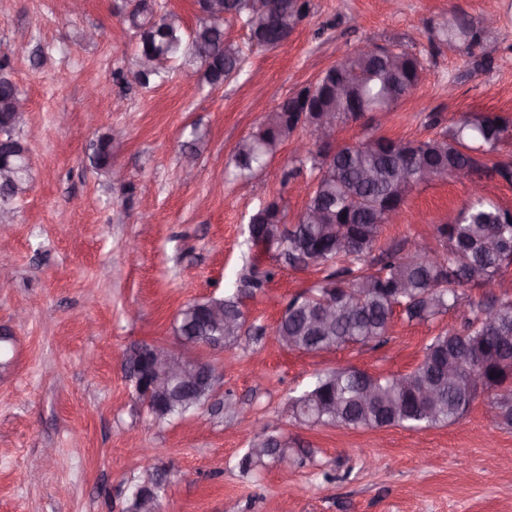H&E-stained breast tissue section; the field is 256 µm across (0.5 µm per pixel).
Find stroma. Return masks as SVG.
Returning <instances> with one entry per match:
<instances>
[{
	"mask_svg": "<svg viewBox=\"0 0 512 512\" xmlns=\"http://www.w3.org/2000/svg\"><path fill=\"white\" fill-rule=\"evenodd\" d=\"M134 2L0 0V68L28 100L18 134L32 157L31 189L14 201L13 223L0 225V512H125L136 486L157 475L160 512H512V428L494 420L489 393L461 422L429 429L293 418V399L317 374L410 372L431 338L471 311L464 304L425 322L395 313L376 346L283 347L275 327L285 306L323 273L256 254L248 218L274 198L282 223H296L305 199L294 186L312 175L289 178V142L253 180L230 163L267 113L365 42L416 57L430 77L392 111L339 125L335 145L425 140L469 112L512 117V0H310L294 35L269 50L229 21L225 37L242 67L217 88L177 64L149 85L134 81L138 37L125 20ZM452 13L496 23L470 52L437 36ZM89 29L96 40L85 39ZM18 44L24 54H14ZM105 136L118 181L89 161ZM476 190L512 209V184L497 177L440 178L408 194L382 243L439 247L436 225L453 221ZM252 260L271 277L245 301L249 333L206 350L217 369L212 395L156 420L124 370L126 350L176 348L179 310L233 292ZM263 432L312 449V459L240 473L250 435Z\"/></svg>",
	"mask_w": 512,
	"mask_h": 512,
	"instance_id": "stroma-1",
	"label": "stroma"
}]
</instances>
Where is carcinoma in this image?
Returning <instances> with one entry per match:
<instances>
[{
    "label": "carcinoma",
    "instance_id": "1",
    "mask_svg": "<svg viewBox=\"0 0 512 512\" xmlns=\"http://www.w3.org/2000/svg\"><path fill=\"white\" fill-rule=\"evenodd\" d=\"M224 11L239 20L252 44L274 48L291 35L284 16L307 17L310 4L297 0H220ZM128 22L139 29L138 53L157 54L171 64L178 60L200 65L203 80L210 86L240 69L241 53L226 40L224 27H215L202 16L193 36L181 25H165L156 19L149 4L131 14ZM480 23L453 16L440 27L443 40L471 48L480 43ZM399 66L377 64L360 50L342 59L343 65L329 68L327 80L318 82L314 100L323 108L336 106V124L358 119L346 101H337L328 91L333 80L357 83L361 106L368 111H388L420 85L416 58L402 52ZM19 95L12 82H0V125L4 139L15 135L13 100ZM512 120L494 112L467 113L439 136L416 142L384 137H367L336 151L327 161L323 151L309 150L299 157L310 163L314 175L298 222L288 225L277 248L297 268H327L321 282L294 296L276 327V333L294 340V350L318 352L346 345L366 346L381 340L389 331L395 309L408 320L428 321L466 302L473 317L462 331L446 329L432 337L421 362L405 374H370L356 368L338 369L317 377L312 387L293 399L292 414L304 425L346 429H380L403 426L413 429L444 426L459 421L478 395L495 390L490 401L500 423L512 426V294H489L475 303L466 293L472 283L485 287L512 268V218L509 210L480 198L464 207L452 224H438L436 235L442 250L424 247L411 254L396 248L382 250L366 264L379 241L390 202L402 200L396 189L397 172L410 173L408 186L421 183L419 166L467 168L497 175L512 183V161L494 158L498 144ZM280 123H263L235 147L232 161L243 176H251L277 147ZM111 141L93 146L97 169L108 168ZM320 211L322 224H309L306 215ZM241 287L229 296L213 297L187 304L183 312L193 316L189 325L177 322L176 333L192 336L204 346L213 337H224V345L238 342L247 317L239 296L254 295L262 279L256 270L240 279ZM218 303L224 326H214L208 313ZM334 309V319L322 330L314 317L323 306ZM435 387L436 401L425 404L419 389ZM298 454L288 440L276 438L275 446L260 449L255 443L239 460L248 474Z\"/></svg>",
    "mask_w": 512,
    "mask_h": 512
}]
</instances>
